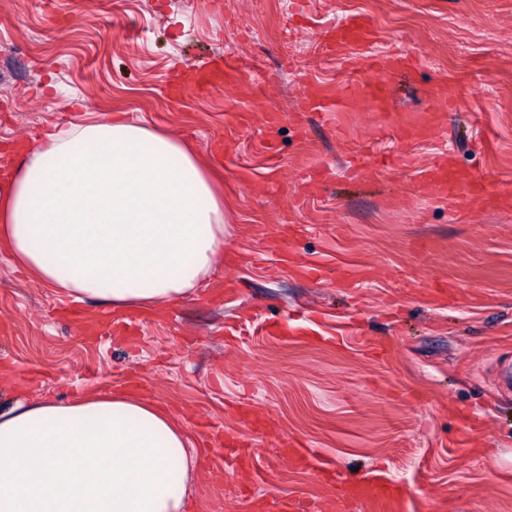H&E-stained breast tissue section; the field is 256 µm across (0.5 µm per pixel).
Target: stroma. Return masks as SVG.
I'll list each match as a JSON object with an SVG mask.
<instances>
[{
    "label": "stroma",
    "instance_id": "35a3bbf8",
    "mask_svg": "<svg viewBox=\"0 0 512 512\" xmlns=\"http://www.w3.org/2000/svg\"><path fill=\"white\" fill-rule=\"evenodd\" d=\"M353 12L373 45L322 51ZM395 52L418 63L390 80L396 111L420 121L430 86L448 96L409 167L384 114L303 102ZM3 53L11 167L52 127L124 112L191 147L232 230L223 267L130 335L87 338L66 296L0 257L1 412L161 406L198 447L187 512H371L347 487L375 474L403 512H512V195L452 205L417 183L444 156L512 181V0H0ZM228 55L244 82L167 98L183 66Z\"/></svg>",
    "mask_w": 512,
    "mask_h": 512
}]
</instances>
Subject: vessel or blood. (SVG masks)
<instances>
[{
    "instance_id": "obj_1",
    "label": "vessel or blood",
    "mask_w": 512,
    "mask_h": 512,
    "mask_svg": "<svg viewBox=\"0 0 512 512\" xmlns=\"http://www.w3.org/2000/svg\"><path fill=\"white\" fill-rule=\"evenodd\" d=\"M375 37V24L367 16L353 14L348 16L341 24L325 31L324 40L329 51H336L346 46H366L373 42ZM408 57L400 54H391L375 59L373 68L379 74L376 81L360 83L352 82L339 88L336 94L323 95L313 93L308 96V109L312 112L324 114L327 112L347 111L358 109L367 105L384 106L388 103L389 89L388 77L390 74L410 66ZM244 68L233 58H225L224 62L199 68L193 65L184 70L181 80L168 83L166 95L170 100H181L187 90L202 93L221 77L242 78ZM427 110L436 123H443L448 110V97L441 86H434L426 101ZM435 194L445 197L451 204H458L461 198L474 194H482L486 200L493 201L505 195L506 190L496 182H489L481 177L460 179L451 162L444 160L426 169L420 176ZM353 497L375 505L379 512H401V503L380 476H372L356 484L351 489Z\"/></svg>"
}]
</instances>
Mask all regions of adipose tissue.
Returning <instances> with one entry per match:
<instances>
[{
	"label": "adipose tissue",
	"mask_w": 512,
	"mask_h": 512,
	"mask_svg": "<svg viewBox=\"0 0 512 512\" xmlns=\"http://www.w3.org/2000/svg\"><path fill=\"white\" fill-rule=\"evenodd\" d=\"M224 199L175 135L87 121L32 142L0 194V254L113 308L160 309L224 263ZM195 450L121 394L0 413V512H183Z\"/></svg>",
	"instance_id": "obj_1"
}]
</instances>
